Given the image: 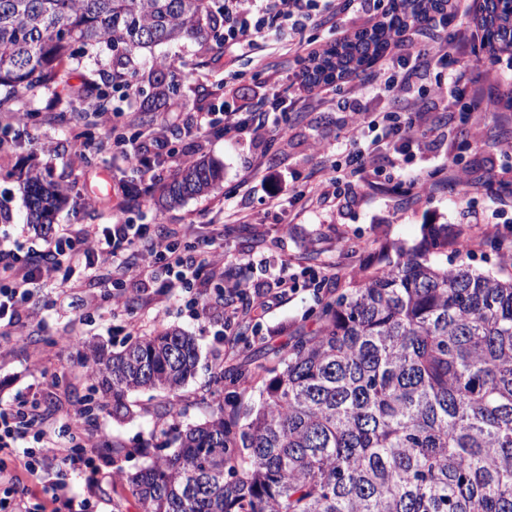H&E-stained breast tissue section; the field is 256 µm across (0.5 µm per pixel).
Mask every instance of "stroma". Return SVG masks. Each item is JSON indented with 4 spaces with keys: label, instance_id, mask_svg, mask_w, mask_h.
<instances>
[{
    "label": "stroma",
    "instance_id": "obj_1",
    "mask_svg": "<svg viewBox=\"0 0 512 512\" xmlns=\"http://www.w3.org/2000/svg\"><path fill=\"white\" fill-rule=\"evenodd\" d=\"M301 58V53L290 51L284 30L267 35L227 69L214 65L213 53L195 42L154 47L151 61L174 64L182 75L173 147L190 160L218 162L224 179L206 195L173 207L160 206L153 195L140 199L129 212V221L188 232L199 247L213 236H222L227 258L255 251L268 257L269 268L245 275L232 266L226 274L209 278L211 291L244 275L255 282H269L272 271L285 260L332 267L334 274L323 295L333 298L359 279L366 267L377 265L381 249L418 245L434 227L447 229L449 243L469 240L471 250L464 260L474 269L494 273L504 267L505 259L486 247L485 241L501 237L512 225V196L498 198L501 185L512 184V112H476L465 123L458 113H449L444 129L416 141L408 151L409 167L431 171L454 164L478 186V193L463 196L439 185L420 196H405L367 173L356 184L343 187L339 200L323 207L310 205L299 192L306 182L332 176L345 149L341 141L345 115L333 104H297L288 114L286 134L273 143L216 132L180 135V128L190 125L198 113L261 103L270 91L269 68L285 77L299 72ZM119 69L116 53L102 47L74 65L71 82L77 85L90 78L108 83ZM55 99V93L45 89L22 95L17 106L34 111V121L27 127L14 126L9 142L0 147V204L10 214L9 220H0L1 244L37 247L42 243V233L25 222L20 177L29 166L73 187L55 217L58 226L112 223L113 188L131 178L120 157L93 151L79 156L69 121H78L92 137L108 132L109 127L88 111L86 101L75 102L73 110L64 113L54 108ZM271 176L284 187L274 210L265 204L266 180ZM237 209L250 213V223H235ZM103 293L95 281L79 287L45 282L33 288L15 335L0 339V404L10 403L19 394L36 397L46 426L61 445L72 446L74 435L83 431L98 434L106 444L130 449V456L118 461L111 452H104L95 485H88L85 476L63 470L58 477L76 497L94 490L102 512H140L126 475L167 452L163 424L155 415L157 405L165 400L174 403L177 424L187 426L204 422L217 406L239 396L258 400L262 381H253L245 389L218 379V372L253 363L259 356L284 349L291 336L314 331L321 305L308 294L295 295L263 319L259 328L241 329L228 355L223 314L195 316L177 297L162 295L155 281L144 293L130 292L125 307L117 311L103 302ZM167 328L194 336L200 354L196 377L172 395L156 390L131 393L127 417L116 419L99 411L86 425L75 426L72 414L85 406L89 394L90 380L83 365L89 344L118 351L136 337Z\"/></svg>",
    "mask_w": 512,
    "mask_h": 512
}]
</instances>
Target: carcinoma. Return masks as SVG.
<instances>
[{
	"mask_svg": "<svg viewBox=\"0 0 512 512\" xmlns=\"http://www.w3.org/2000/svg\"><path fill=\"white\" fill-rule=\"evenodd\" d=\"M217 0H0V112L36 89L61 90L90 49L140 58L185 40L224 47ZM485 47L512 51V11L489 14ZM387 31L334 46L311 68L326 82L368 64ZM155 94L175 95L169 65L149 70ZM223 179L213 161L180 170L165 204L202 196ZM26 223L48 228L71 185L41 173L21 180ZM425 250L399 248L384 266L323 303L318 329L252 370L259 407L233 403L177 432L176 450L127 475L141 512H512V275L482 273ZM100 410L129 412L140 389L173 392L196 373L192 337L141 336L118 353L91 352Z\"/></svg>",
	"mask_w": 512,
	"mask_h": 512,
	"instance_id": "cac0c4a2",
	"label": "carcinoma"
}]
</instances>
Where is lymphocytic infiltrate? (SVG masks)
<instances>
[{
    "instance_id": "f902f5d3",
    "label": "lymphocytic infiltrate",
    "mask_w": 512,
    "mask_h": 512,
    "mask_svg": "<svg viewBox=\"0 0 512 512\" xmlns=\"http://www.w3.org/2000/svg\"><path fill=\"white\" fill-rule=\"evenodd\" d=\"M392 0H335L333 8H318L316 0H224V64L232 66L239 54L252 48L267 31L282 26L294 33L306 29L334 26L336 17L346 11L367 16L372 25L385 23L392 11ZM474 16L476 25L463 46L473 64L483 63V46L479 34L486 27V0H433L425 17L408 19L393 28L385 52L370 65L377 90L396 97H410L414 92L451 104H459L461 118L484 112L496 105L495 96L475 85L466 68L459 66L451 43L443 35L449 10ZM298 88L306 98L323 104L335 102L337 111L348 113L342 126L346 149L334 176L306 185L303 189L309 201L333 202L340 185L353 183L366 171H373L385 180L399 178L409 190L424 192L430 186L422 173L399 168L398 160L406 156L415 140L429 137L447 122L446 115L424 118L410 110L369 112L363 107L350 82L324 84L303 79ZM288 83L275 80L271 99L253 110H229L220 120H207V127H219L221 132L249 134L255 137L280 136L285 128L278 118L288 102ZM83 148L97 152L118 149L126 165L140 177L138 192L125 185L115 193L114 211L120 215L116 223L105 227L88 225L72 231L62 229L44 241L42 249L0 247V335H11L21 311L31 299L30 287L39 281L72 282L75 273L85 279H96L100 269L110 268L107 285L108 300L113 309L124 305L127 283L134 280L136 269L153 277H162L165 292L181 297L195 314H208L212 308L207 292L198 288L205 272L215 271L220 263L216 251L203 248L188 250L180 247L170 234L151 232L149 225L132 224L125 215L135 195H149L158 182L150 155L174 158L170 139L160 131L147 136L135 132L128 137L105 134L91 140L76 134ZM328 277L327 268L282 265L272 283L258 284L243 278L234 281L224 293L220 304L224 312V327L232 329L244 312L264 315L282 306L293 295L304 291L319 297ZM247 301V310H240L239 301ZM41 443V458L23 461L25 471L35 473L51 468L67 467L83 472L94 468L99 455L97 441L87 439L78 448L57 445L51 431L43 426L37 399L18 397L11 405H0V450L17 447L27 438Z\"/></svg>"
}]
</instances>
